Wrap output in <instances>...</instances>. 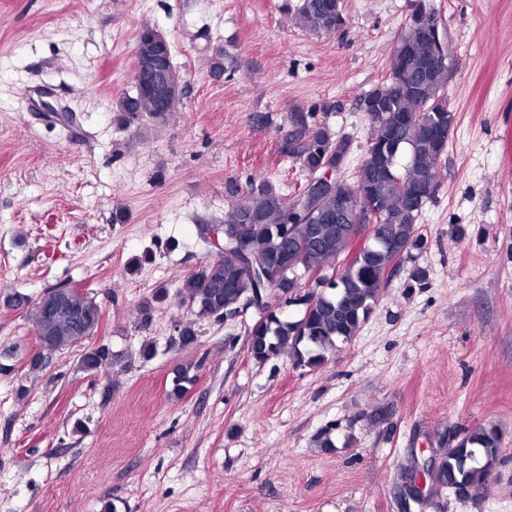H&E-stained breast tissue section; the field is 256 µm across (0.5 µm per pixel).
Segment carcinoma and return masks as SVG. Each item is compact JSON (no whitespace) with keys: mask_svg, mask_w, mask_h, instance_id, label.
<instances>
[{"mask_svg":"<svg viewBox=\"0 0 512 512\" xmlns=\"http://www.w3.org/2000/svg\"><path fill=\"white\" fill-rule=\"evenodd\" d=\"M344 0H301L294 23L315 35H332L344 21ZM436 29L418 23L403 24L387 59L383 81L364 94L360 108L368 114L371 140L355 180H336V187L309 198L300 193L290 199L272 184L251 182L246 190L233 188L230 210L222 225L224 244L203 268L185 276L179 288L191 317L175 326L177 347L186 349L197 340V321L235 316L243 304L258 313L248 330V351L256 362L288 353L298 367L315 368L358 334L371 305L381 296L396 251L409 254L425 246L418 221L438 188V165L448 141L437 139L435 126L452 128L455 115L449 108L446 87L452 59H443L440 40L446 28L433 17ZM412 46L416 58H403L401 48ZM171 112H159L151 95L141 90L119 102L117 119L143 129L166 123ZM289 156L306 176L344 161L351 141L336 137L324 123L311 124L295 112L285 137ZM380 211L378 230L388 242L357 247L355 237L364 229V201ZM255 231L252 252L235 248L236 227ZM337 276L324 275L315 286L305 287L299 273L322 272L338 262ZM268 258L276 271L266 275L254 261ZM72 316L69 326L54 324L35 308V331L50 350L60 352L79 346L78 368L90 375L112 370L120 360L107 344H85L101 320L96 300L81 292L69 293ZM166 298L157 289L136 308L138 319L148 323L156 304ZM303 305L296 320L280 318L284 306ZM194 366L180 367L173 378V392L180 394L194 382ZM502 433L494 425L466 429L457 443L434 458L425 471L432 485L466 499L483 488L498 461Z\"/></svg>","mask_w":512,"mask_h":512,"instance_id":"obj_1","label":"carcinoma"}]
</instances>
